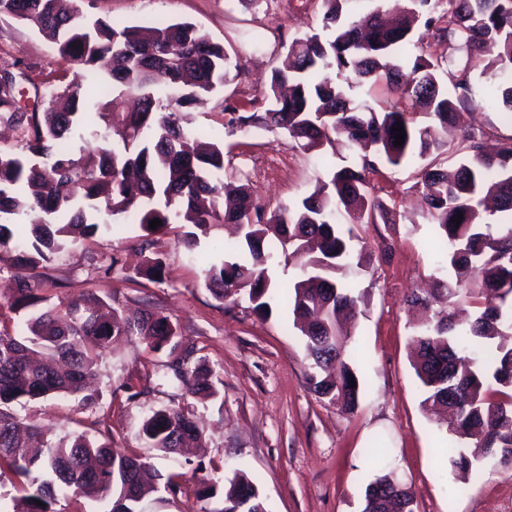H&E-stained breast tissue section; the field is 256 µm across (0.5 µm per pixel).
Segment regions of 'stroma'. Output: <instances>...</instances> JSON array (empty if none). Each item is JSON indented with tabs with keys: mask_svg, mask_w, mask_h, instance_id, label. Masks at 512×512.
<instances>
[{
	"mask_svg": "<svg viewBox=\"0 0 512 512\" xmlns=\"http://www.w3.org/2000/svg\"><path fill=\"white\" fill-rule=\"evenodd\" d=\"M92 19L153 26L187 21L224 46L239 76L224 98L263 112L262 94L271 70L295 38L320 31V0H78ZM19 67L42 85L63 90L66 65L53 45L22 22L0 19V69ZM218 98L193 105L192 125L224 144L228 180L248 178L266 210L291 208L313 191L317 180L343 167L360 168V158L344 138L322 151L300 148L286 132L225 129ZM483 130L495 147L512 137V121L478 107L461 110L447 134L456 144L466 130ZM417 163L385 165L368 172L378 200L399 215L394 224H357L356 248L363 267L346 269L341 279L359 296L362 310L345 347L360 384L358 406L344 412L319 397L308 376L313 368L305 339L293 326L287 296L297 278L294 265L270 269L272 312L257 316L245 295L219 301L205 288L203 270L215 245L233 248L230 228L217 226L194 251L179 243L183 225L154 235V251L165 261V278L138 275L146 259L139 226L114 217L111 232L80 239L69 251L40 267L41 296L50 302L88 294L130 310L168 316L186 345L215 372L211 397L172 390L157 383L162 360L138 337L109 349L97 373L98 396L87 408L74 398L21 402L23 420L50 428L54 437L87 434L111 441L121 453L137 452L158 490L143 512H201L214 500L193 490L171 496L163 485L173 467L168 457L146 447L144 420L153 410L181 406L203 430L186 475L200 473L216 488L236 469L258 486L270 512H362L367 485L388 473L413 495L414 512H512V464L488 461L461 473L452 466L460 442L445 421L427 412L411 365L410 295L436 287L449 276L445 250L422 205Z\"/></svg>",
	"mask_w": 512,
	"mask_h": 512,
	"instance_id": "1",
	"label": "stroma"
}]
</instances>
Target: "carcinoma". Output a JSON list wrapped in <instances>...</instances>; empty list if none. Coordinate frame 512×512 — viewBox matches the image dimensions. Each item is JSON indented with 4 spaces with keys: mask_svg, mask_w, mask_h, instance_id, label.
<instances>
[{
    "mask_svg": "<svg viewBox=\"0 0 512 512\" xmlns=\"http://www.w3.org/2000/svg\"><path fill=\"white\" fill-rule=\"evenodd\" d=\"M323 34L294 39L285 69L272 72L264 112H232L226 126L263 125L288 133L300 147L320 150L336 133L347 135L364 151L361 169L344 167L317 181L293 209L266 214L247 184L224 199V146L205 147L189 127L186 109L236 79L224 47L194 24L174 22L151 29L83 18L75 0H0V17L38 30L52 42L72 71L64 89L68 104L54 106L57 91L36 94L39 106L26 112L16 97V73L0 70V123L25 129L18 151L0 149V248H20V271L13 287L0 293V474L20 479V495L11 512H57L58 493L68 491L98 503L100 512H139L141 500L154 492L141 473L146 463L134 452L116 454L112 443L84 434L54 439L41 426H29L41 440L32 448L18 430L12 405L23 400L70 396L94 403L91 380L110 345L137 336L187 392L216 393L212 371L190 365L193 351L183 347L178 327L168 317L143 310L132 317L117 309L105 317L102 302L91 295L79 301L46 304L39 295L35 270L50 255L111 228L122 215L150 236L171 224H189L180 244L192 250L218 224H234L239 243L214 253L204 269L205 288L217 300L242 292L253 311L271 310L270 266L274 255L264 242L276 240L291 249L300 275L291 294L293 326L306 337V350L324 377L310 376L321 396L346 412L355 409L359 387L355 372L341 359L343 336L337 316L357 317L359 298L338 280L345 268L361 266L363 252L352 246V229L342 230L336 216L353 224L397 223V215L372 195L366 172L379 164L400 167L411 159L425 162L422 181L429 194L428 215L445 243L454 280L437 292L413 295L425 310L413 328L417 351L414 369L422 383L423 404L452 410V433L471 441L455 466L463 471L487 458L512 462V394L496 400L492 386L512 389V137L493 154L484 152L485 133H463L461 160L453 177L435 165L444 153L439 130L456 122L458 110L473 103L471 73L485 46L497 55L483 63L491 73L480 106L512 112V0H410L405 14L391 23L374 13L360 21L347 18V0H321ZM435 42L458 53L441 62L412 52L415 25ZM356 82L384 80L395 86L393 103L374 106L351 98L331 71ZM117 83L120 93L136 97V108L109 111L97 100L102 79ZM98 123L100 144L90 150L72 147L73 138L90 121ZM404 126L403 145H394L392 127ZM463 214L460 224L452 219ZM162 224L150 229V221ZM507 226L498 237L491 223ZM139 274L162 281L161 258L146 259ZM476 297L482 310L468 325L455 324V298ZM24 327L10 331L13 316ZM201 435L183 408H162L143 422L142 438L150 448L180 456ZM43 505H37V502ZM413 498L390 475L379 476L365 492L363 512H414ZM203 512H268L266 501L247 473L239 470L224 484L220 506Z\"/></svg>",
    "mask_w": 512,
    "mask_h": 512,
    "instance_id": "obj_1",
    "label": "carcinoma"
}]
</instances>
